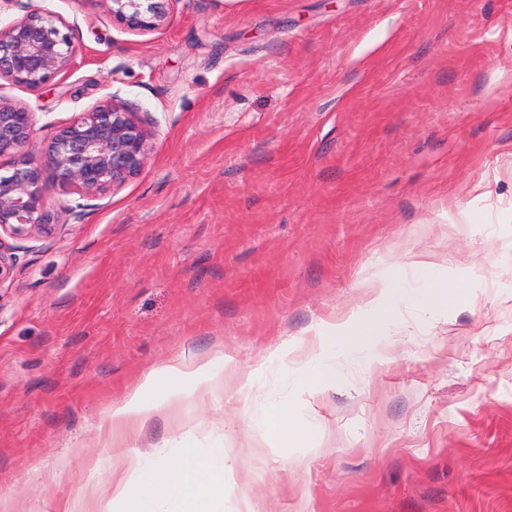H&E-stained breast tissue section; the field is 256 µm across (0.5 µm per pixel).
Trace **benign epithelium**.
<instances>
[{
    "label": "benign epithelium",
    "instance_id": "obj_1",
    "mask_svg": "<svg viewBox=\"0 0 512 512\" xmlns=\"http://www.w3.org/2000/svg\"><path fill=\"white\" fill-rule=\"evenodd\" d=\"M119 24L144 35L167 28L171 0H101ZM76 25L40 8L0 28V80L37 91L67 74L79 52ZM34 112L0 100V234L13 240L50 237L61 231L58 213L46 202L48 184L79 198H103L145 167L154 131L119 92L62 123L33 158ZM14 247L0 237V280L9 276Z\"/></svg>",
    "mask_w": 512,
    "mask_h": 512
}]
</instances>
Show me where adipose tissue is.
Here are the masks:
<instances>
[{
  "label": "adipose tissue",
  "mask_w": 512,
  "mask_h": 512,
  "mask_svg": "<svg viewBox=\"0 0 512 512\" xmlns=\"http://www.w3.org/2000/svg\"><path fill=\"white\" fill-rule=\"evenodd\" d=\"M181 454L179 467L151 466L137 480L117 479L115 492L123 512H148L151 500L176 502L177 512H215V502L224 497L223 461L197 458L188 447L182 448Z\"/></svg>",
  "instance_id": "ef3b65f1"
}]
</instances>
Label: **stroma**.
<instances>
[{
  "mask_svg": "<svg viewBox=\"0 0 512 512\" xmlns=\"http://www.w3.org/2000/svg\"><path fill=\"white\" fill-rule=\"evenodd\" d=\"M32 3L81 45L42 90L0 81L37 142L115 90L156 139L15 243L0 512H117L113 473L185 441L223 455V512H512V0H173L147 35L95 0ZM373 283L393 299L365 320ZM344 322L335 381L305 384L294 357ZM218 357L236 377L195 393ZM168 364L154 393L178 401L111 434ZM283 402L289 442L254 424ZM176 370L174 367L163 368L160 371L152 372L141 387L131 395L128 401L123 405L112 408V429L123 430L126 429L130 423L141 416L147 408L145 397L149 393V387L152 384L153 378L160 372L171 373Z\"/></svg>",
  "mask_w": 512,
  "mask_h": 512,
  "instance_id": "obj_1",
  "label": "stroma"
}]
</instances>
